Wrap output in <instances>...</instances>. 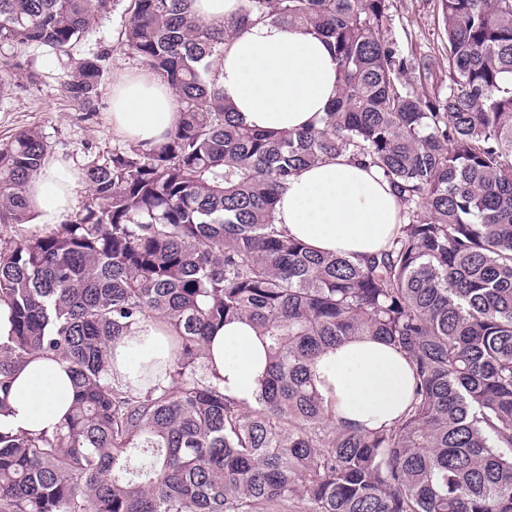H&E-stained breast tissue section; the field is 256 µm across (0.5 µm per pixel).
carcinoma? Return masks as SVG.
<instances>
[{
  "mask_svg": "<svg viewBox=\"0 0 512 512\" xmlns=\"http://www.w3.org/2000/svg\"><path fill=\"white\" fill-rule=\"evenodd\" d=\"M117 0H0V72L75 47ZM389 0H244L203 23L191 0H129L120 44L177 99L151 148L115 146L83 169L91 199L43 236L0 238V412L16 365L67 364L75 400L48 433L0 432V512H512V0H442L441 83L385 35ZM328 40L337 96L308 129L235 118L212 71L247 27ZM105 52L63 76L92 110ZM350 154L400 203L382 251L315 253L275 224L290 178ZM40 132L0 144V224L30 218ZM146 317L175 333L167 384L110 378L111 343ZM249 319L268 369L255 406L224 395L204 343ZM355 336L409 359L410 403L390 426L336 424L314 383Z\"/></svg>",
  "mask_w": 512,
  "mask_h": 512,
  "instance_id": "obj_1",
  "label": "carcinoma"
}]
</instances>
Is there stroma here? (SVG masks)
I'll return each instance as SVG.
<instances>
[{
  "mask_svg": "<svg viewBox=\"0 0 512 512\" xmlns=\"http://www.w3.org/2000/svg\"><path fill=\"white\" fill-rule=\"evenodd\" d=\"M128 20L124 5H116L78 47L82 54L91 48L108 54L105 94L88 112L63 93L60 81L64 71L55 54L45 47L27 49L25 56L38 73L39 81L30 85L6 74L0 76V142L10 140L21 130L37 129L45 137L51 156L78 169L91 158L111 152L121 138L113 133L108 120L106 94L121 72L141 66L118 43L119 33ZM385 29L387 37L407 57L420 59L445 53L441 0H391Z\"/></svg>",
  "mask_w": 512,
  "mask_h": 512,
  "instance_id": "1",
  "label": "stroma"
}]
</instances>
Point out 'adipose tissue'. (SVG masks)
<instances>
[{"mask_svg":"<svg viewBox=\"0 0 512 512\" xmlns=\"http://www.w3.org/2000/svg\"><path fill=\"white\" fill-rule=\"evenodd\" d=\"M224 97L249 126L301 129L316 123L336 95L333 48L319 35L285 23L249 27L224 47L215 64ZM108 118L125 139L150 148L174 128L178 113L169 89L148 71L119 78L112 86ZM81 175L68 162L46 158L28 183L40 223L64 222L76 204ZM276 222L290 236L320 252L353 258L382 250L399 222V205L375 169L341 155L294 176L276 205ZM208 370L225 395L251 406L267 369L256 330L245 321L219 328L207 345ZM174 356L172 332L150 317L112 345V379L135 378L149 366L165 379ZM317 387L336 422L370 429L392 425L407 409L414 383L406 357L367 336L337 345L315 361ZM65 364L29 356L13 375L9 409L0 431L53 430L73 401Z\"/></svg>","mask_w":512,"mask_h":512,"instance_id":"obj_1","label":"adipose tissue"}]
</instances>
